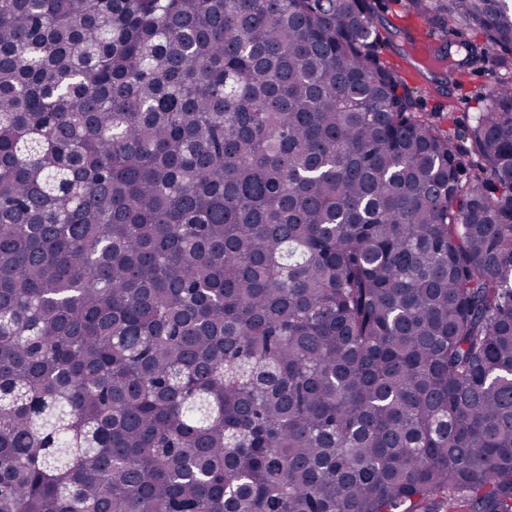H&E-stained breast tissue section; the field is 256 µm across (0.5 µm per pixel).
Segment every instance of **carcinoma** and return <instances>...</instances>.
<instances>
[{"label":"carcinoma","mask_w":512,"mask_h":512,"mask_svg":"<svg viewBox=\"0 0 512 512\" xmlns=\"http://www.w3.org/2000/svg\"><path fill=\"white\" fill-rule=\"evenodd\" d=\"M471 149L371 0H0V512H512V3Z\"/></svg>","instance_id":"carcinoma-1"}]
</instances>
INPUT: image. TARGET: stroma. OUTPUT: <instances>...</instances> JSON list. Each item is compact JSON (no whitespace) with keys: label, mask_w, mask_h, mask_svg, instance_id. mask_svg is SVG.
Masks as SVG:
<instances>
[{"label":"stroma","mask_w":512,"mask_h":512,"mask_svg":"<svg viewBox=\"0 0 512 512\" xmlns=\"http://www.w3.org/2000/svg\"><path fill=\"white\" fill-rule=\"evenodd\" d=\"M375 20L383 38V59L401 71L421 111L442 113L449 125L479 112L481 105L475 95L494 89L495 59L476 64L458 85L448 82L447 65L435 59L440 46L479 42L476 30L460 24L446 37H438L424 18L407 8L405 0H376Z\"/></svg>","instance_id":"35a3bbf8"}]
</instances>
